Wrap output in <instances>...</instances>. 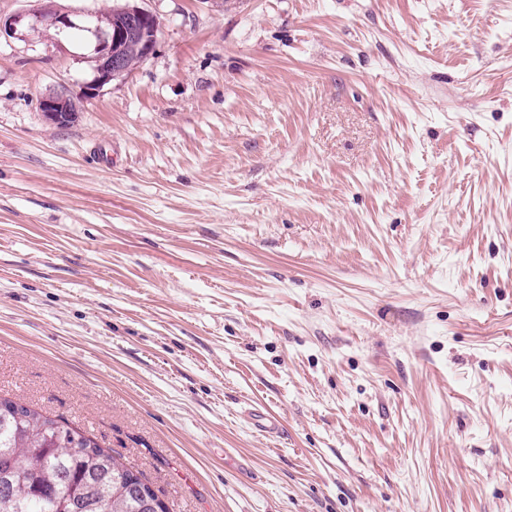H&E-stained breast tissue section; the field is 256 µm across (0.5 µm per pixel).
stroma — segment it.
<instances>
[{
	"label": "stroma",
	"mask_w": 512,
	"mask_h": 512,
	"mask_svg": "<svg viewBox=\"0 0 512 512\" xmlns=\"http://www.w3.org/2000/svg\"><path fill=\"white\" fill-rule=\"evenodd\" d=\"M143 6L90 100L0 39V394L172 512H512V0ZM38 110L43 116L58 126H69L76 118L75 102L66 93H57L42 97Z\"/></svg>",
	"instance_id": "35a3bbf8"
}]
</instances>
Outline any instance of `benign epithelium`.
<instances>
[{
  "instance_id": "7a95c632",
  "label": "benign epithelium",
  "mask_w": 512,
  "mask_h": 512,
  "mask_svg": "<svg viewBox=\"0 0 512 512\" xmlns=\"http://www.w3.org/2000/svg\"><path fill=\"white\" fill-rule=\"evenodd\" d=\"M115 13L118 16L117 26H103L92 11L42 3L0 19V34L22 40L31 30L53 29L59 35L55 48L65 54L70 53L66 45L70 36L77 32L83 34L81 48L87 50V53H75L73 57L81 56L95 62L93 78L82 87L83 96L92 99L126 72L125 63L118 52L120 44L132 41L139 43L143 47L145 60L154 54L157 47V18L151 11L140 6L138 0H125L123 5L115 9ZM147 20L151 22L148 31L143 28ZM38 110L58 126L73 123L78 112L73 98L66 93L41 98Z\"/></svg>"
}]
</instances>
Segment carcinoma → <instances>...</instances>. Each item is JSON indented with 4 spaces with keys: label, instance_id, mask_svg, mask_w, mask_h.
<instances>
[{
    "label": "carcinoma",
    "instance_id": "carcinoma-1",
    "mask_svg": "<svg viewBox=\"0 0 512 512\" xmlns=\"http://www.w3.org/2000/svg\"><path fill=\"white\" fill-rule=\"evenodd\" d=\"M145 484L89 432L0 395V512H148Z\"/></svg>",
    "mask_w": 512,
    "mask_h": 512
}]
</instances>
